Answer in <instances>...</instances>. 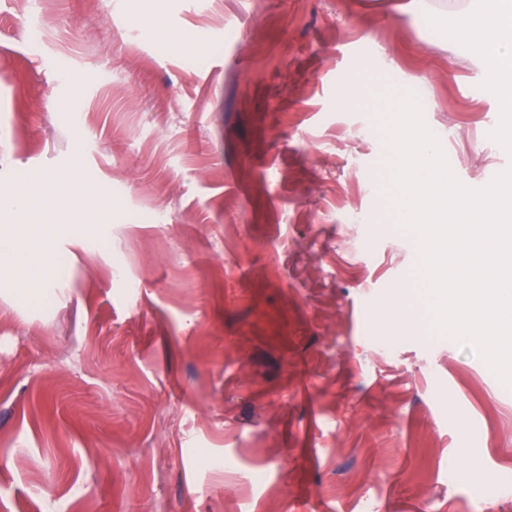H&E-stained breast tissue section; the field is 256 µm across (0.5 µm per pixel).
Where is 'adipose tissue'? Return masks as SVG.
I'll use <instances>...</instances> for the list:
<instances>
[{
  "label": "adipose tissue",
  "instance_id": "1",
  "mask_svg": "<svg viewBox=\"0 0 512 512\" xmlns=\"http://www.w3.org/2000/svg\"><path fill=\"white\" fill-rule=\"evenodd\" d=\"M58 178L43 179L33 189L25 188L15 194L0 197V211L26 214L49 203L69 213L80 214L89 209L92 189L88 183L74 185L69 193H61ZM60 227L56 224H1L0 267H9L15 272L13 285L19 296L47 306L58 300L56 290L46 285L50 277L48 261L54 254ZM38 239L39 254L33 255L24 249L29 239Z\"/></svg>",
  "mask_w": 512,
  "mask_h": 512
}]
</instances>
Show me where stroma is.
I'll return each mask as SVG.
<instances>
[{"mask_svg":"<svg viewBox=\"0 0 512 512\" xmlns=\"http://www.w3.org/2000/svg\"><path fill=\"white\" fill-rule=\"evenodd\" d=\"M33 2L36 44L0 0V187L88 180L98 237L54 307L0 276V512H512V390L391 325L417 255L371 191L390 87L466 186L512 163L426 20L466 0Z\"/></svg>","mask_w":512,"mask_h":512,"instance_id":"stroma-1","label":"stroma"}]
</instances>
